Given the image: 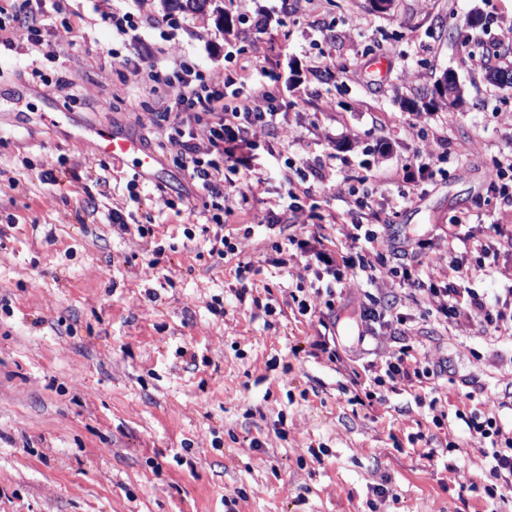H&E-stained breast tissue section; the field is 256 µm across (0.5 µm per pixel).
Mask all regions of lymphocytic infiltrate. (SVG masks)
I'll return each instance as SVG.
<instances>
[{
    "label": "lymphocytic infiltrate",
    "instance_id": "1",
    "mask_svg": "<svg viewBox=\"0 0 512 512\" xmlns=\"http://www.w3.org/2000/svg\"><path fill=\"white\" fill-rule=\"evenodd\" d=\"M46 5L47 0H22L25 18L12 24L0 21V46L9 50L25 43L34 48L41 46L40 30L30 23L29 18L34 14L42 15ZM172 75L179 84V92L173 99L163 102L160 112L162 116L174 119L168 140L182 148L181 167L201 183L211 199L212 208L222 210L233 203L238 209H245L248 194L231 191L218 174L227 168L249 175L256 134L274 131L281 124L272 95L260 88L245 96L235 93L234 85L246 81L243 72L237 70L225 72L220 83L186 64L175 66ZM200 126L206 133V141L202 144L198 143L196 134ZM368 204L365 198L352 200L347 212L349 222L342 226L340 239L332 245L314 246L308 239L293 235L287 238L297 256L304 259L305 268L311 271L315 282L332 277L333 286L325 290L327 310L335 308L337 284L351 279L373 284L382 275L384 257L378 250V235L366 227L360 217L361 210ZM466 224V219L460 218L443 229L448 253H441L434 239L418 240L417 263L401 267L395 275L401 283L425 289L430 304L447 318L475 320L486 333L508 330L512 327L507 321V314L512 311V287L506 289L504 297L492 301L469 286L470 281L493 274L497 252L494 245L476 237ZM459 247L480 253L477 264L468 267L458 264L455 250ZM443 264L448 267V275L446 284L441 285L436 280V269ZM349 376L358 390L353 397L354 403L365 407L372 406L379 387L394 388L405 382L423 390L435 379L425 353L408 345L403 346L398 355L386 359L378 373L365 377L353 369ZM432 422L435 426L446 425L452 429L465 426L469 433L487 442L493 482L485 486L486 496L493 499L499 489H512V440L500 441L495 406L477 407L474 395L468 393L449 402L447 412L433 416Z\"/></svg>",
    "mask_w": 512,
    "mask_h": 512
}]
</instances>
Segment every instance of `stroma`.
I'll use <instances>...</instances> for the list:
<instances>
[{
  "label": "stroma",
  "instance_id": "obj_1",
  "mask_svg": "<svg viewBox=\"0 0 512 512\" xmlns=\"http://www.w3.org/2000/svg\"><path fill=\"white\" fill-rule=\"evenodd\" d=\"M96 2L60 0L42 17L45 54L0 53V512H512V492L502 501L483 492V441L433 426L404 385L381 387L374 408L351 404L348 378L311 347L326 315L354 365L410 345L444 366L438 398L502 401L512 394V338L445 319L424 290L388 274L345 284L327 311L303 262L280 264L274 247L284 232L339 239L335 218L349 198L336 184L347 176L381 183L367 221L397 246L391 267L414 262L416 239L458 217L486 240L490 225L512 226V207L488 184L495 163L512 158V88L488 84L470 63L475 42L512 47V0H394L384 14L367 0H291L286 11L281 0H207L199 11L111 0L112 11L146 18L131 44ZM474 9L486 23L469 43L441 34L440 23L463 24ZM174 59L218 74L247 68L248 86H263L286 114L284 131L255 151L260 185L247 211L223 217L241 239L238 257L210 255L220 227L151 110L155 93L176 95L178 85L153 93L139 74ZM449 68L462 104L418 124L423 137L447 134L445 157L415 180L396 177L416 145L400 100ZM100 132L155 155L138 201L126 188L130 160L99 154ZM330 152L341 169L290 203L282 171H308ZM75 171L92 177L72 180ZM116 209L131 231L113 224ZM270 210L284 232L257 225ZM140 224L151 234L139 235ZM242 257L255 268L244 302ZM297 290L312 317L290 305ZM368 306L395 307L406 335L365 318ZM417 431L431 437L434 459L413 451Z\"/></svg>",
  "mask_w": 512,
  "mask_h": 512
}]
</instances>
